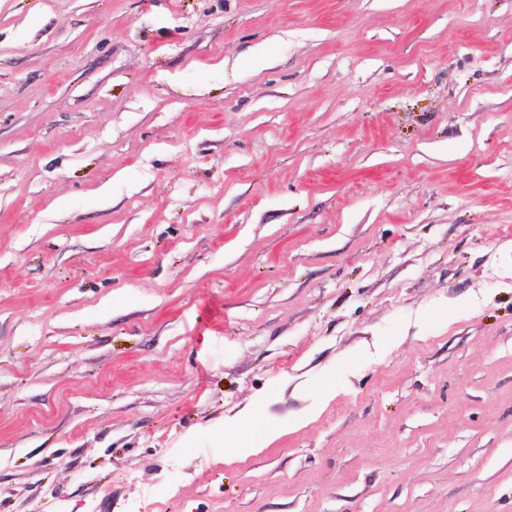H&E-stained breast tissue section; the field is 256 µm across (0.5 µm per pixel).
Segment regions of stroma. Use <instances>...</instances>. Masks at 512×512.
Instances as JSON below:
<instances>
[{"instance_id":"stroma-1","label":"stroma","mask_w":512,"mask_h":512,"mask_svg":"<svg viewBox=\"0 0 512 512\" xmlns=\"http://www.w3.org/2000/svg\"><path fill=\"white\" fill-rule=\"evenodd\" d=\"M152 504L512 512V0H0V512ZM275 434L276 432L269 427H255L238 438L234 437L232 440L234 444L233 447L239 448L242 452L262 448V445L269 442Z\"/></svg>"}]
</instances>
